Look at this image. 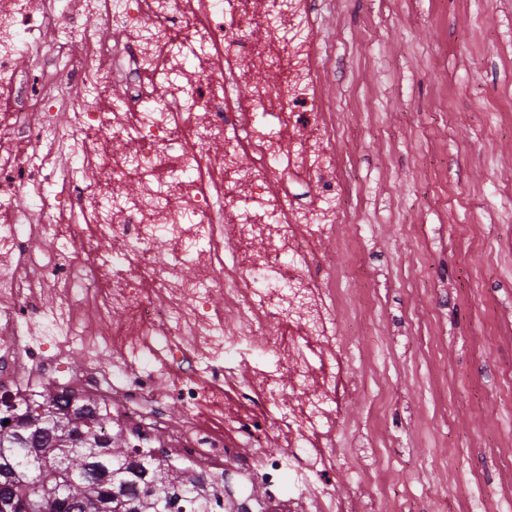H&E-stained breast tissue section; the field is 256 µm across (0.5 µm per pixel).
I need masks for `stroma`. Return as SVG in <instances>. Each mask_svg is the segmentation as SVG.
Instances as JSON below:
<instances>
[{"label":"stroma","instance_id":"stroma-1","mask_svg":"<svg viewBox=\"0 0 512 512\" xmlns=\"http://www.w3.org/2000/svg\"><path fill=\"white\" fill-rule=\"evenodd\" d=\"M314 10L285 45L324 49L343 193L287 186L343 215L316 259L351 297L331 493L380 512H512V0Z\"/></svg>","mask_w":512,"mask_h":512}]
</instances>
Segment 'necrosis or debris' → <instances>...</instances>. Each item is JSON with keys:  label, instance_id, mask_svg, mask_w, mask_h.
<instances>
[{"label": "necrosis or debris", "instance_id": "necrosis-or-debris-1", "mask_svg": "<svg viewBox=\"0 0 512 512\" xmlns=\"http://www.w3.org/2000/svg\"><path fill=\"white\" fill-rule=\"evenodd\" d=\"M271 0H0V396L27 390L36 397L55 381L74 349L108 358L83 375V394L112 408V427L132 447L163 446L172 463L219 468L237 464V498L225 512H352L333 499L326 469L312 464L309 430L333 432L331 409L349 394L340 371L313 362L335 355L343 337L335 305L311 246L334 233L335 219L310 221L282 182L278 159L290 152L293 173L326 192L342 187L336 172L333 115L311 91L320 55L315 39L283 56L267 22ZM90 12L96 32H80L89 65L80 72L81 99L64 96L70 56L50 31ZM120 28L125 43L104 37ZM39 70L35 91L23 92L21 66ZM250 100L233 85L253 81ZM125 83L120 107L104 93V76ZM72 112L64 134L70 154L87 160L93 177L69 198L56 167L15 154L19 138L36 143L56 112ZM248 155L250 166L237 160ZM178 159L165 196L147 193L118 209L99 211V196L157 174L163 156ZM260 199L276 221L241 217L233 201ZM98 210L93 225L48 235L61 206ZM167 254L151 258L156 241ZM196 260L197 276L180 279L179 258ZM128 320L112 321L115 311ZM304 311L297 334L273 327L275 312ZM238 324L227 333L225 318ZM289 362L306 389L289 406L296 436L288 451H270L264 408L282 394L276 374ZM261 364L253 411L223 427L202 425L206 403L220 404L239 367ZM184 412L177 425L167 409ZM266 494L255 498L254 483Z\"/></svg>", "mask_w": 512, "mask_h": 512}]
</instances>
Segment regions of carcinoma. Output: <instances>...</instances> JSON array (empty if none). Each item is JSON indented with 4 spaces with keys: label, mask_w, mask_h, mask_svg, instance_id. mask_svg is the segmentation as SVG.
Instances as JSON below:
<instances>
[{
    "label": "carcinoma",
    "mask_w": 512,
    "mask_h": 512,
    "mask_svg": "<svg viewBox=\"0 0 512 512\" xmlns=\"http://www.w3.org/2000/svg\"><path fill=\"white\" fill-rule=\"evenodd\" d=\"M47 390L0 399V484L25 512L70 498L91 512H224V474L196 480L164 457L142 458L107 428L112 417Z\"/></svg>",
    "instance_id": "obj_1"
}]
</instances>
